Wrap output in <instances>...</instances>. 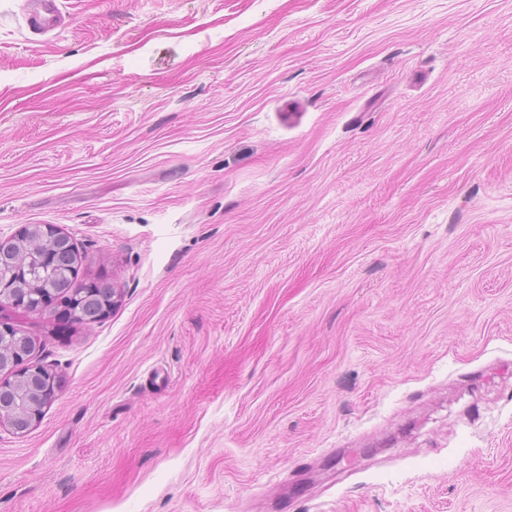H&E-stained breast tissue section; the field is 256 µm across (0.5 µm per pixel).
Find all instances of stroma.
<instances>
[{
  "instance_id": "1",
  "label": "stroma",
  "mask_w": 512,
  "mask_h": 512,
  "mask_svg": "<svg viewBox=\"0 0 512 512\" xmlns=\"http://www.w3.org/2000/svg\"><path fill=\"white\" fill-rule=\"evenodd\" d=\"M0 0V239L123 295L0 512H512V0ZM58 0H26L24 18L28 30L40 36L53 34L64 23Z\"/></svg>"
}]
</instances>
